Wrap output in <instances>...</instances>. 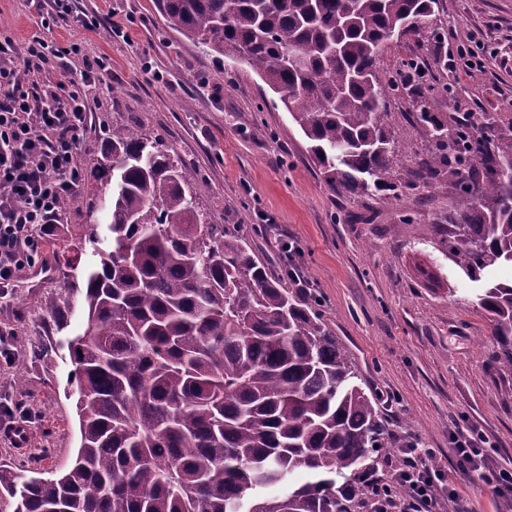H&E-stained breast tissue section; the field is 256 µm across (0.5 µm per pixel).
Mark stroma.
<instances>
[{
  "instance_id": "obj_1",
  "label": "stroma",
  "mask_w": 512,
  "mask_h": 512,
  "mask_svg": "<svg viewBox=\"0 0 512 512\" xmlns=\"http://www.w3.org/2000/svg\"><path fill=\"white\" fill-rule=\"evenodd\" d=\"M73 8L97 17L98 27L53 20L52 0H0V39H10L18 52L37 38L56 47L80 45V54L49 63L54 79L70 81L88 60L106 67L87 101L82 180L58 233L80 261L67 266L55 244L33 233L20 266L49 262L54 277L36 297L15 278L0 299L26 310L0 316V462L49 480L77 452L67 341L86 324L84 273L98 263L97 248L112 243L104 224L97 227L99 244L88 240L87 205L101 188L93 166L109 147L113 125L124 124L161 137L182 159L186 179L201 186L213 223L238 227L272 272L291 263L308 272L319 313L376 393L395 442L380 458L378 475L391 478L401 448L415 442L432 452L467 512H502L493 485L464 478L455 467L452 435L469 428L490 466L512 468V376L492 357L491 325L475 302L479 283L451 268L428 232L461 204L447 177L416 184L390 202L334 189L308 139L262 80L168 28L153 0H74ZM436 15L445 33L441 49L416 46L405 55L425 73L431 110L452 125L487 116L512 125V0H437ZM115 25L127 39L111 37ZM472 58L482 61L481 70H468ZM148 65L165 72L168 84L149 81ZM381 68L384 80L400 85L387 102L393 128L421 147L413 100L402 86L405 71L390 51ZM67 288L75 291L73 312L60 330L43 307ZM21 416L32 451L19 458L6 426Z\"/></svg>"
}]
</instances>
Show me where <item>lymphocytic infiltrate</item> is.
I'll use <instances>...</instances> for the list:
<instances>
[{"mask_svg":"<svg viewBox=\"0 0 512 512\" xmlns=\"http://www.w3.org/2000/svg\"><path fill=\"white\" fill-rule=\"evenodd\" d=\"M67 54L36 40L19 64L11 42H0V283L13 280L33 232L53 233L61 201L80 183L86 99L101 84L99 73L81 71L77 90L49 77L40 94L23 88L31 69ZM402 454L394 483L409 489L410 505H430L437 497L431 454L414 445Z\"/></svg>","mask_w":512,"mask_h":512,"instance_id":"1","label":"lymphocytic infiltrate"}]
</instances>
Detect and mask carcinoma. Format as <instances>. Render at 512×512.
I'll list each match as a JSON object with an SVG mask.
<instances>
[{
  "label": "carcinoma",
  "instance_id": "1",
  "mask_svg": "<svg viewBox=\"0 0 512 512\" xmlns=\"http://www.w3.org/2000/svg\"><path fill=\"white\" fill-rule=\"evenodd\" d=\"M437 0H154L165 25L236 58L278 96L331 186L405 187L409 149L388 122L386 38L442 44ZM299 53L303 64L288 66ZM425 154L411 181L446 174L466 203L435 244L472 281L512 266V125L474 129L429 110L412 87ZM453 154H448V143ZM112 247L85 280L69 342L80 444L58 477L0 472L16 512H360L391 440L374 398L295 277L268 273L238 231L214 224L161 138L112 127L104 159ZM495 362L512 374V281L477 294ZM71 291L46 302L63 329Z\"/></svg>",
  "mask_w": 512,
  "mask_h": 512
}]
</instances>
